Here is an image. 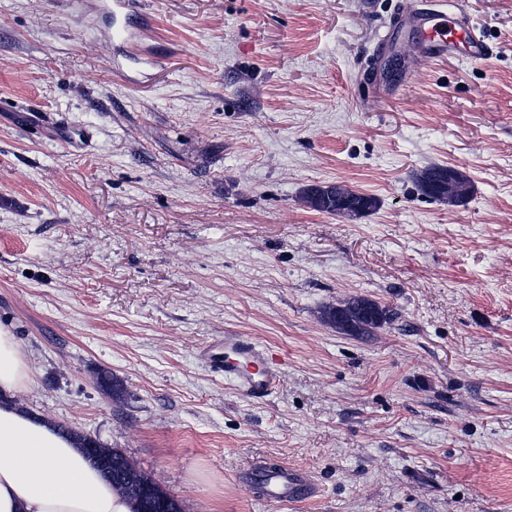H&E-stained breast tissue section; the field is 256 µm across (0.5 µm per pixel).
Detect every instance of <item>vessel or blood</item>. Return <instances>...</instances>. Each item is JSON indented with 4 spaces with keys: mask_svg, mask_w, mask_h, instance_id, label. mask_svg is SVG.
<instances>
[{
    "mask_svg": "<svg viewBox=\"0 0 512 512\" xmlns=\"http://www.w3.org/2000/svg\"><path fill=\"white\" fill-rule=\"evenodd\" d=\"M395 28H413L417 33L415 46L429 59H445L457 48H465L471 61H485L492 48L485 37L470 24L465 12L448 13L429 10L398 18ZM276 359L271 351L244 336L224 339V358L212 365L214 373L223 375L243 395L265 398L279 381ZM252 482L262 485V494L269 503H298L313 496L308 475L288 466H277L250 472Z\"/></svg>",
    "mask_w": 512,
    "mask_h": 512,
    "instance_id": "vessel-or-blood-1",
    "label": "vessel or blood"
}]
</instances>
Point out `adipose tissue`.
Returning a JSON list of instances; mask_svg holds the SVG:
<instances>
[{
  "mask_svg": "<svg viewBox=\"0 0 512 512\" xmlns=\"http://www.w3.org/2000/svg\"><path fill=\"white\" fill-rule=\"evenodd\" d=\"M31 383L22 346L0 323V512H131L71 436L11 401Z\"/></svg>",
  "mask_w": 512,
  "mask_h": 512,
  "instance_id": "1",
  "label": "adipose tissue"
}]
</instances>
